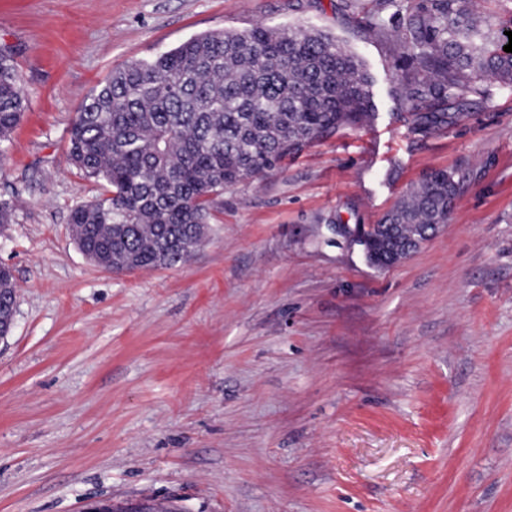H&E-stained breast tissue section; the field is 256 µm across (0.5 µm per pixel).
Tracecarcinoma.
Wrapping results in <instances>:
<instances>
[{"label": "carcinoma", "instance_id": "carcinoma-1", "mask_svg": "<svg viewBox=\"0 0 512 512\" xmlns=\"http://www.w3.org/2000/svg\"><path fill=\"white\" fill-rule=\"evenodd\" d=\"M352 21L392 33L411 69L400 98L423 139L483 94L487 79L512 83L502 49L512 17L477 19L478 0H346ZM372 80L357 57L319 31L258 24L194 36L150 61L133 62L95 86L68 130V156L106 192L70 214L75 242L115 272L169 268L205 236L214 197L282 168L372 109ZM25 98L9 50L0 49V142L19 124ZM453 171L434 169L369 234L370 262L391 265L404 242L442 224L461 193ZM16 286L0 266V319L8 330Z\"/></svg>", "mask_w": 512, "mask_h": 512}]
</instances>
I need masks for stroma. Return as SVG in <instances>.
<instances>
[{
  "label": "stroma",
  "instance_id": "1",
  "mask_svg": "<svg viewBox=\"0 0 512 512\" xmlns=\"http://www.w3.org/2000/svg\"><path fill=\"white\" fill-rule=\"evenodd\" d=\"M264 22L336 36L373 114L214 199L184 263L112 273L69 215L101 186L67 130L113 70ZM26 110L0 143L16 285L0 341V512L153 498L184 512H512V84L427 139L390 33L340 0H0ZM430 169L446 227L388 269L352 232ZM337 232H330V225Z\"/></svg>",
  "mask_w": 512,
  "mask_h": 512
}]
</instances>
